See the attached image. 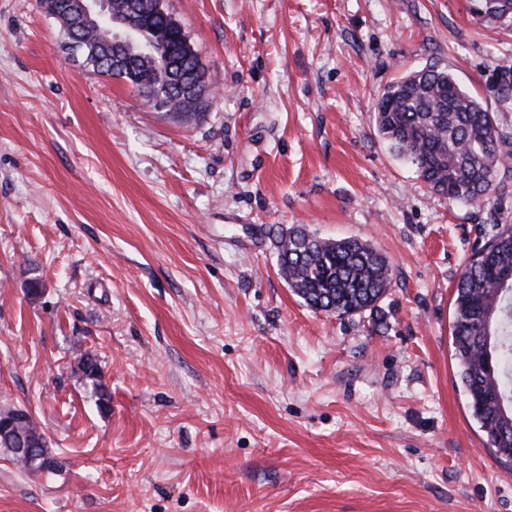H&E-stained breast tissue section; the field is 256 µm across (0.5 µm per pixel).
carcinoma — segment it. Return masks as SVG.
Segmentation results:
<instances>
[{
	"label": "carcinoma",
	"mask_w": 512,
	"mask_h": 512,
	"mask_svg": "<svg viewBox=\"0 0 512 512\" xmlns=\"http://www.w3.org/2000/svg\"><path fill=\"white\" fill-rule=\"evenodd\" d=\"M153 0H139L149 13L147 36L160 43L154 57L138 65L137 74L168 82L164 58L186 70L196 58L178 43L173 21L153 14ZM491 19L512 13V0H482ZM84 63L98 73L135 83L112 69V47L100 34H83ZM171 110H197L203 101L166 93ZM379 134L394 155L413 165L419 178L452 202L478 204L491 193H507L512 170V133L499 128L481 102L454 75L426 66L390 83L376 107ZM279 267L295 294L315 311L339 317L372 314L382 325L381 301L393 281L387 258L358 238H321L302 226L273 230ZM452 343L461 368L469 407L496 454L512 461V224L478 230L472 252L454 289ZM19 430L40 442L36 469L51 468L45 436L30 414L20 410Z\"/></svg>",
	"instance_id": "1"
}]
</instances>
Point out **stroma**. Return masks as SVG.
Segmentation results:
<instances>
[{"label": "stroma", "mask_w": 512, "mask_h": 512, "mask_svg": "<svg viewBox=\"0 0 512 512\" xmlns=\"http://www.w3.org/2000/svg\"><path fill=\"white\" fill-rule=\"evenodd\" d=\"M480 0H162L209 90L182 114L0 0V512H512L454 357L452 291L512 193L449 202L375 124L424 66L512 130V20ZM389 260L386 325L317 312L270 226ZM97 362L108 406L77 364ZM5 412H11V413H18L21 415L20 423H19V430L22 434L34 438L37 441L40 442V461L38 462L36 468L37 471H43L45 469L51 468V461L47 458V445L45 436L43 433L40 432V430L37 428L35 422L32 420L30 414L23 410H8Z\"/></svg>", "instance_id": "35a3bbf8"}]
</instances>
